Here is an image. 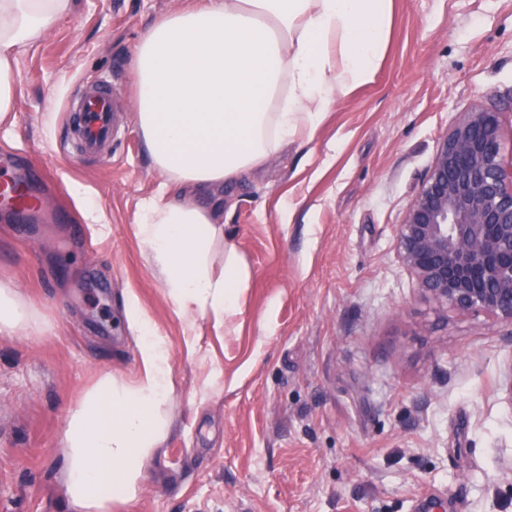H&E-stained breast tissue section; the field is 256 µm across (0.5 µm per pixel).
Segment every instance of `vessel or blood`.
<instances>
[{
  "label": "vessel or blood",
  "mask_w": 512,
  "mask_h": 512,
  "mask_svg": "<svg viewBox=\"0 0 512 512\" xmlns=\"http://www.w3.org/2000/svg\"><path fill=\"white\" fill-rule=\"evenodd\" d=\"M75 134L80 149L92 155L104 154L112 145V129L119 122L115 113L112 85L102 80L85 87L75 118ZM21 158L0 159V168L7 170V179L0 181V208L12 211L21 221H28L40 210V201L29 188L21 169Z\"/></svg>",
  "instance_id": "obj_1"
}]
</instances>
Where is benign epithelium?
<instances>
[{
    "label": "benign epithelium",
    "instance_id": "1",
    "mask_svg": "<svg viewBox=\"0 0 512 512\" xmlns=\"http://www.w3.org/2000/svg\"><path fill=\"white\" fill-rule=\"evenodd\" d=\"M395 249L429 302L512 326V132L503 113L477 108L451 123Z\"/></svg>",
    "mask_w": 512,
    "mask_h": 512
}]
</instances>
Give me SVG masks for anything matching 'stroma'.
<instances>
[{"label": "stroma", "mask_w": 512, "mask_h": 512, "mask_svg": "<svg viewBox=\"0 0 512 512\" xmlns=\"http://www.w3.org/2000/svg\"><path fill=\"white\" fill-rule=\"evenodd\" d=\"M193 2L74 0L16 57L0 155H30L55 219L0 211V287L39 323L0 335V512H71L61 433L102 374H138L130 288L168 340L173 394L136 497L112 512H512V327L430 303L394 248L451 122L512 114V0H393L375 80L225 183L251 276L219 331L188 330L135 229L165 177L134 119L133 49ZM102 76L124 115L105 163L68 112Z\"/></svg>", "instance_id": "stroma-1"}]
</instances>
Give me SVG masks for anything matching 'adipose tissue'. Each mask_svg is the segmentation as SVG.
I'll return each instance as SVG.
<instances>
[{"instance_id": "ef3b65f1", "label": "adipose tissue", "mask_w": 512, "mask_h": 512, "mask_svg": "<svg viewBox=\"0 0 512 512\" xmlns=\"http://www.w3.org/2000/svg\"><path fill=\"white\" fill-rule=\"evenodd\" d=\"M70 6L0 0V120L13 108V59ZM391 9L392 0H205L162 17L136 45L135 118L154 166L177 188L142 201L137 233L188 328L200 315L223 327L250 278L223 239L213 194L300 135L314 136L328 105L374 80ZM124 316L137 339L136 380L103 374L63 430L73 512H110L135 497L168 429L165 336L134 291Z\"/></svg>"}]
</instances>
